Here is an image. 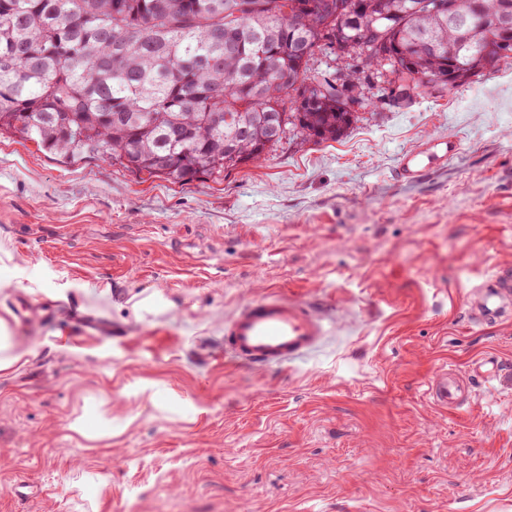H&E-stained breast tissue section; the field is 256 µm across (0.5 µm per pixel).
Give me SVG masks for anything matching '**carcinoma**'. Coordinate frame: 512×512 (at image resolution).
Here are the masks:
<instances>
[{
  "instance_id": "cac0c4a2",
  "label": "carcinoma",
  "mask_w": 512,
  "mask_h": 512,
  "mask_svg": "<svg viewBox=\"0 0 512 512\" xmlns=\"http://www.w3.org/2000/svg\"><path fill=\"white\" fill-rule=\"evenodd\" d=\"M424 2L368 0L357 24L342 23L352 46L374 29L388 52L367 47L346 75L353 90L374 67L431 97L468 83L435 85L447 70L512 58V0ZM323 22L320 0H0V134L64 163L101 158L149 176L158 157L190 152L166 179L222 180L291 132L336 140L356 119L336 104L335 75L314 67ZM246 123L250 139L225 149Z\"/></svg>"
}]
</instances>
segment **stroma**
<instances>
[{
	"instance_id": "obj_1",
	"label": "stroma",
	"mask_w": 512,
	"mask_h": 512,
	"mask_svg": "<svg viewBox=\"0 0 512 512\" xmlns=\"http://www.w3.org/2000/svg\"><path fill=\"white\" fill-rule=\"evenodd\" d=\"M338 140L289 136L263 163L179 184L104 160L64 165L0 137V316L30 353L0 372V512H512V321H471L512 264V64L404 107L379 79ZM459 154L414 182L401 152ZM70 282L52 299L29 285ZM110 287L111 302L95 289ZM170 306L136 319L137 293ZM271 292L327 334L308 358L215 364L224 325ZM77 308L65 336L21 305ZM504 369L466 409L425 390L443 365ZM112 421L95 445L79 417ZM41 485L18 500L15 482Z\"/></svg>"
}]
</instances>
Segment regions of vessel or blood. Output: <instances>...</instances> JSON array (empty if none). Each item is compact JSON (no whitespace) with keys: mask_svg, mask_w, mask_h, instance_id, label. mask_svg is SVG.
Segmentation results:
<instances>
[{"mask_svg":"<svg viewBox=\"0 0 512 512\" xmlns=\"http://www.w3.org/2000/svg\"><path fill=\"white\" fill-rule=\"evenodd\" d=\"M457 141L431 137L405 152L397 168L401 179L412 180L444 165L458 151ZM475 318L480 325L496 326L512 305V268L497 269L477 289ZM326 334L322 318L307 303L279 294H267L243 305L224 326V347L215 360H230L242 367L266 368L299 360L318 348ZM499 361L486 356L472 369L477 380L457 375L455 368L441 369L427 386L434 405L455 412L471 404L475 381L489 385L497 376Z\"/></svg>","mask_w":512,"mask_h":512,"instance_id":"b4317fda","label":"vessel or blood"}]
</instances>
